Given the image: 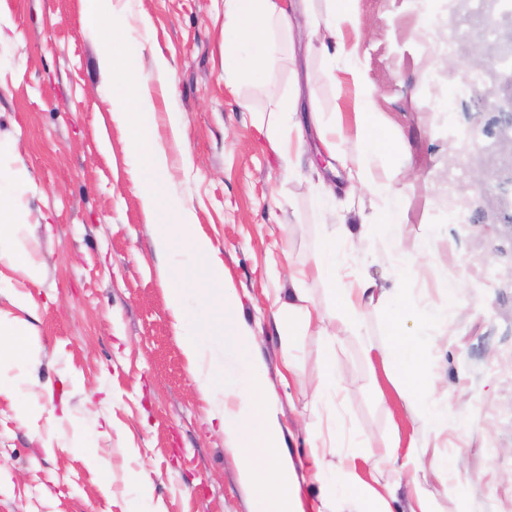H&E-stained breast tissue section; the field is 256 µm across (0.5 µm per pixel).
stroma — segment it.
Instances as JSON below:
<instances>
[{
  "label": "stroma",
  "instance_id": "1",
  "mask_svg": "<svg viewBox=\"0 0 512 512\" xmlns=\"http://www.w3.org/2000/svg\"><path fill=\"white\" fill-rule=\"evenodd\" d=\"M128 39L144 62L162 51L172 89L154 90L156 131L180 113L186 142L171 152L172 192L188 201L198 229L219 251L237 288L278 397L284 447L306 460L307 431L330 435L304 392L322 368L323 339L292 338V367L274 314L288 299V277L321 246L323 212L303 176L288 175L257 117L298 93L302 112H349L357 65L379 122L373 143H391L374 166L392 178L408 248L429 243L413 285L420 304L447 309L448 322L419 341L438 388L448 391L449 447L463 450L464 496L434 489V512H512V138L500 103L512 74L499 56L512 20L475 12L463 0L437 11L444 38L422 41L418 0H357L359 36L351 60L337 59L336 81L306 41L283 48L274 69L224 82L223 0H122ZM81 0H0V139L18 154L29 183L14 194L29 213L22 237L40 280L0 260V314L26 321L39 345L35 363L7 374L38 386L0 396V512H130L128 473L145 470L164 512H252L234 453L187 369L171 326L159 260L142 220L136 164L112 119L114 74L100 63L99 33L81 22ZM476 136H469V129ZM307 157L332 185L336 207L372 217L381 203L351 189L350 167L365 145L348 140L344 162L321 152L307 132ZM365 274L391 288L401 272L382 230L364 241ZM458 280L448 288L441 269ZM30 295L15 307L10 292ZM367 335L339 333L338 415L345 431L378 450L430 445L425 413L409 416L400 374L367 359L386 347L387 324L365 315ZM386 401L378 403L375 390ZM34 397L26 422L17 406ZM103 449L112 469L101 487L78 437Z\"/></svg>",
  "mask_w": 512,
  "mask_h": 512
}]
</instances>
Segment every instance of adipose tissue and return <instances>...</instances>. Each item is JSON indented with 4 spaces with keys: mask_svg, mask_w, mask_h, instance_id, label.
<instances>
[{
    "mask_svg": "<svg viewBox=\"0 0 512 512\" xmlns=\"http://www.w3.org/2000/svg\"><path fill=\"white\" fill-rule=\"evenodd\" d=\"M324 15L312 12L307 0H224V79L235 82L243 69L239 51H246L256 70L277 59L279 37L305 27L322 57L346 52L344 30L355 27V0H324ZM82 21L100 34V55L105 68L115 72L114 118L127 132L129 149L140 161L138 190L145 222L155 254L163 258L161 284L168 295L173 327L182 339L183 352L191 375L206 391L213 416L231 439L241 484L253 499V512H306L303 484H315L318 501L342 500L348 512H390V502L404 497L403 512H432L428 481L448 486L461 472V455H450L426 448H409L405 454L389 449L377 454L368 439H360L359 452H351L340 441L324 442L318 431H310V461L297 467L280 453L283 429L270 394L267 372L254 355L256 338L240 318L239 294L224 277V263L210 239L196 230L194 214L187 202L173 201L171 176L165 145L153 131V85L168 88L170 65L160 54L151 67H144L142 54L125 37L127 18L114 0H84ZM135 103L136 113L126 112L125 104ZM354 117L343 113L324 117L312 113L322 148L338 156L345 136L364 140L375 115L366 95L356 94ZM297 111V98L279 99L267 123L266 137L279 155L288 174L300 170L306 152L303 123ZM354 184L382 201L379 223L388 233L389 243L404 266L407 281L418 276V266L404 246L405 224L399 211L388 207L392 194L390 180L373 177L370 171H349ZM26 168L0 169V247H6L10 261L21 267L31 280H39L41 268L32 262L18 239L21 208L11 186L29 182ZM365 232H353L345 223L329 221L322 226L323 244L310 258L307 270L290 275L291 287L283 314L304 331L317 329L328 343L323 353V371L311 385L313 408L333 412L341 388L332 345L338 329L359 331L367 308L382 310L389 326L391 344L381 351L383 364L396 367L407 393L422 397L427 406L429 425L434 434L448 427V395L436 388L435 375L412 329L440 325L448 320L444 308L415 314L410 296L398 295L371 278L345 267L343 250H359ZM315 273L331 287L334 313L324 316L304 282ZM395 468L400 478L376 487L366 473Z\"/></svg>",
    "mask_w": 512,
    "mask_h": 512,
    "instance_id": "1",
    "label": "adipose tissue"
}]
</instances>
